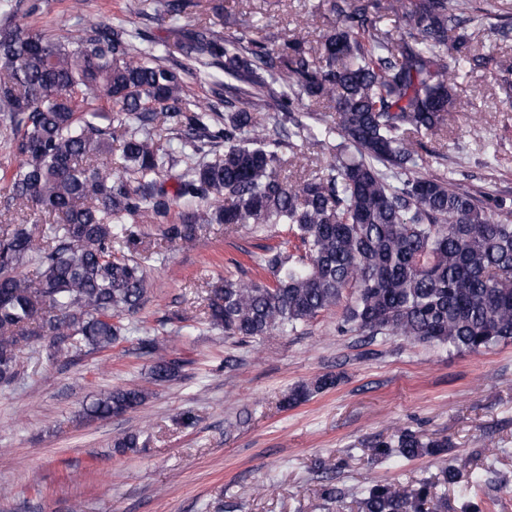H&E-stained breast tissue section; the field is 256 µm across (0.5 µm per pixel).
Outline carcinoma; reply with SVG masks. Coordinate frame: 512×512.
<instances>
[{
	"instance_id": "carcinoma-1",
	"label": "carcinoma",
	"mask_w": 512,
	"mask_h": 512,
	"mask_svg": "<svg viewBox=\"0 0 512 512\" xmlns=\"http://www.w3.org/2000/svg\"><path fill=\"white\" fill-rule=\"evenodd\" d=\"M144 0L128 11L170 25L188 64L169 65L160 43L122 19L97 20L73 0L62 35L13 22L23 0H0V120L16 164L0 172L3 212L25 207L56 222L0 231V382L17 375L20 354L48 339L51 359L125 339L124 319L146 302V261L136 224H164L190 246L201 224H284L304 254L267 248L250 255L256 277L224 278L209 324L251 339L295 332L354 289L344 325L365 336L480 352L512 341V207L423 173L418 137L469 103L452 93L470 62L462 28L472 0H330L338 24L317 48L304 38L258 40L226 33L222 0ZM383 13L405 22L396 35ZM208 85L190 90L184 75ZM325 98L335 115L303 111ZM272 113L274 126L261 113ZM171 137L155 133L158 120ZM334 152L311 178L281 177L286 140ZM222 157L201 162L205 148ZM119 151L122 170L112 171ZM178 168L175 184L161 181ZM185 204L168 224L172 202ZM32 267L35 273L28 274ZM140 352L162 382L180 366L139 329ZM325 374L288 394L296 405L337 385ZM142 386L116 387L87 408L92 418L143 405ZM448 447L403 432L372 448L376 459L411 460ZM444 481L463 492L460 512H485L470 494L481 475L457 466ZM425 482L409 489L368 481L361 512H425Z\"/></svg>"
}]
</instances>
